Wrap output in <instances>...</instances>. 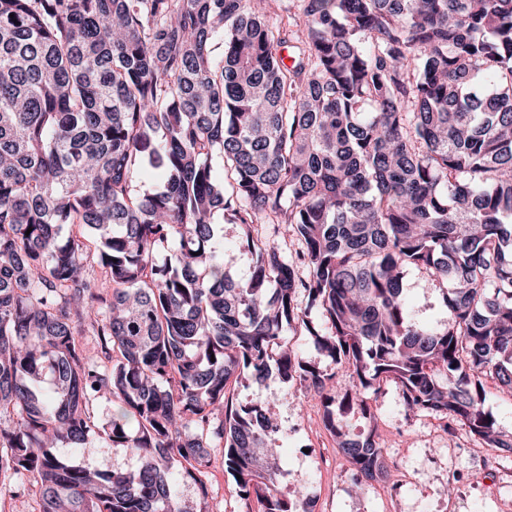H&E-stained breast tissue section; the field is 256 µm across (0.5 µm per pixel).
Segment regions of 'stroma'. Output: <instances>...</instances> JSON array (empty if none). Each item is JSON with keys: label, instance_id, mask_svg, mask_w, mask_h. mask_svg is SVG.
<instances>
[{"label": "stroma", "instance_id": "obj_1", "mask_svg": "<svg viewBox=\"0 0 512 512\" xmlns=\"http://www.w3.org/2000/svg\"><path fill=\"white\" fill-rule=\"evenodd\" d=\"M405 287L420 320L433 324L445 319L439 291L417 272L407 273ZM233 398L266 402L279 425L273 445L285 471L281 494L311 500L314 512H512V461L465 431L448 437L429 414L406 413L394 384L383 386L370 414L337 420L352 436L377 431L390 467L386 480L359 493L318 400L278 378L260 385L242 380ZM206 483L212 512H255V500L239 498L221 461H214Z\"/></svg>", "mask_w": 512, "mask_h": 512}]
</instances>
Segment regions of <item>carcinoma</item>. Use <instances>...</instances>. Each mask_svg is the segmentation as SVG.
Returning a JSON list of instances; mask_svg holds the SVG:
<instances>
[{
  "label": "carcinoma",
  "mask_w": 512,
  "mask_h": 512,
  "mask_svg": "<svg viewBox=\"0 0 512 512\" xmlns=\"http://www.w3.org/2000/svg\"><path fill=\"white\" fill-rule=\"evenodd\" d=\"M410 269L445 321L415 319ZM274 374L321 398L359 490L388 464L336 416L383 382L512 454L486 408L512 394V0H0V486L210 512L180 483L206 498L218 443L259 512H311L281 498L269 409L229 396ZM95 442L138 467L76 461ZM224 247L227 259L236 273L245 274L252 264V257L244 248L239 229L235 224H224ZM287 335L288 338H290L291 343L297 346V349L301 352L302 357L308 361H311L317 367L326 371L327 373L335 371L331 360L315 348L312 337L307 336V333L303 328L301 329L300 327H297V331H294V333L292 331H288Z\"/></svg>",
  "instance_id": "obj_1"
}]
</instances>
